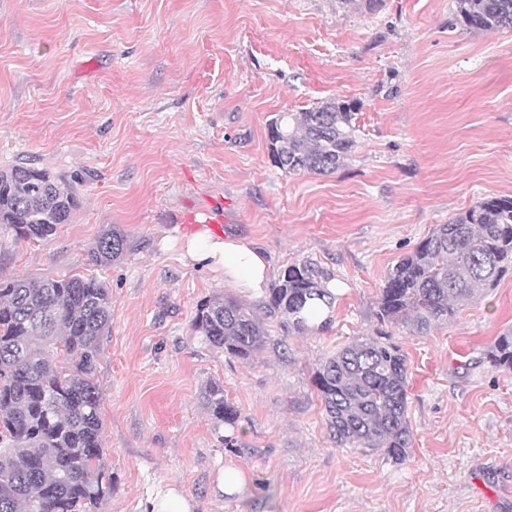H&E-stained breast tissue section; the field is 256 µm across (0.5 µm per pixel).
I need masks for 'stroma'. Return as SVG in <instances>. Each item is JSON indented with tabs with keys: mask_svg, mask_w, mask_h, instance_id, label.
Here are the masks:
<instances>
[{
	"mask_svg": "<svg viewBox=\"0 0 512 512\" xmlns=\"http://www.w3.org/2000/svg\"><path fill=\"white\" fill-rule=\"evenodd\" d=\"M340 98L359 139L329 175H291L269 124ZM75 181L81 205L47 242L0 233V276H93L112 291L98 358V512L174 491L192 512H512V371L485 353L512 333V273L428 336L388 327L407 358L413 448L396 463L338 446L319 360L374 337L389 269L487 197L512 195V31L472 33L453 0H0V170ZM117 226L129 251L91 254ZM263 249L274 277L310 259L343 288L327 330L247 360L193 333L228 289L194 267L200 231ZM223 385L235 423L203 403ZM245 474L225 495V469Z\"/></svg>",
	"mask_w": 512,
	"mask_h": 512,
	"instance_id": "stroma-1",
	"label": "stroma"
}]
</instances>
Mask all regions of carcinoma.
Segmentation results:
<instances>
[{"label": "carcinoma", "instance_id": "carcinoma-1", "mask_svg": "<svg viewBox=\"0 0 512 512\" xmlns=\"http://www.w3.org/2000/svg\"><path fill=\"white\" fill-rule=\"evenodd\" d=\"M456 19L475 33L512 30V0H455ZM357 106L331 99L271 123L281 131L274 163L290 174H332L357 143ZM80 205L74 185L45 169L0 171V229L16 242H45ZM127 251L117 229L98 239L92 261L110 264ZM512 271V196L476 202L429 236L388 272L380 288L379 337L345 346L319 363L313 384L336 443L379 451L402 462L413 446L407 360L385 326L418 336L452 320ZM333 274L304 260L288 266L260 304L266 317L217 294L197 307L192 330L230 357L248 359L269 342L265 319L286 336L324 331L332 322ZM328 314L313 319L318 305ZM112 325V292L95 277H0V512H96L104 482L97 358ZM512 370V335L488 354ZM214 418L232 423L224 386L204 392Z\"/></svg>", "mask_w": 512, "mask_h": 512}]
</instances>
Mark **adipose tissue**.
<instances>
[{
  "label": "adipose tissue",
  "instance_id": "1",
  "mask_svg": "<svg viewBox=\"0 0 512 512\" xmlns=\"http://www.w3.org/2000/svg\"><path fill=\"white\" fill-rule=\"evenodd\" d=\"M186 255L196 265L219 270L225 283L246 290L252 298H262L272 279L267 255L242 239L216 238L202 231L186 241Z\"/></svg>",
  "mask_w": 512,
  "mask_h": 512
}]
</instances>
